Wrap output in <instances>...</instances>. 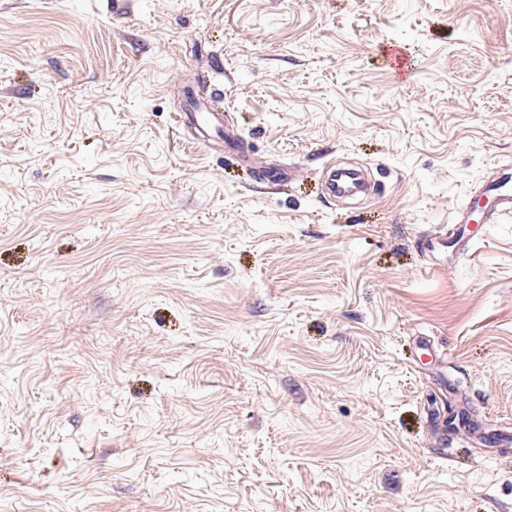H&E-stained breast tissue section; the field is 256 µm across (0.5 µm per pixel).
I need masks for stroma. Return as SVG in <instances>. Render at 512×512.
Listing matches in <instances>:
<instances>
[{"instance_id":"obj_1","label":"stroma","mask_w":512,"mask_h":512,"mask_svg":"<svg viewBox=\"0 0 512 512\" xmlns=\"http://www.w3.org/2000/svg\"><path fill=\"white\" fill-rule=\"evenodd\" d=\"M509 169L512 0H0V512H512ZM200 99V98H199ZM205 108L196 112H178L175 114V123L181 130L189 127L194 130L196 139L216 152L231 148L235 142V130L224 126V116L221 112H213L207 102ZM329 191L333 196L355 192L364 186L356 171L332 169L328 176ZM508 177H501L498 181H496L495 186H491L484 190L481 197L471 198L468 202L467 206L459 209L455 216V232H459L463 230L462 235L460 237L457 236V243L455 246H459L463 248L466 245L464 240V232L465 229L468 232L469 239L475 238V236L471 235L470 229L468 228V224H471V216L474 210V205L478 199L482 200L484 198L494 200V210L496 211H512V193L508 188V184L511 179L507 180Z\"/></svg>"}]
</instances>
